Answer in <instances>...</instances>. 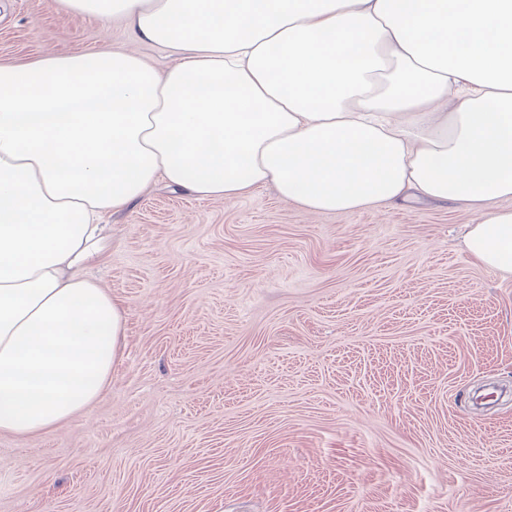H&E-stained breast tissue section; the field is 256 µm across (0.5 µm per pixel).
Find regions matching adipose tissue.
<instances>
[{"instance_id": "ef3b65f1", "label": "adipose tissue", "mask_w": 512, "mask_h": 512, "mask_svg": "<svg viewBox=\"0 0 512 512\" xmlns=\"http://www.w3.org/2000/svg\"><path fill=\"white\" fill-rule=\"evenodd\" d=\"M59 3L177 62L105 41L0 64V434L105 393L126 310L93 275L104 219L160 180L311 215L451 200L476 214L468 254L512 274V0Z\"/></svg>"}]
</instances>
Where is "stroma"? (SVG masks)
<instances>
[{
  "instance_id": "stroma-1",
  "label": "stroma",
  "mask_w": 512,
  "mask_h": 512,
  "mask_svg": "<svg viewBox=\"0 0 512 512\" xmlns=\"http://www.w3.org/2000/svg\"><path fill=\"white\" fill-rule=\"evenodd\" d=\"M105 38L173 63L123 20L0 0V64ZM473 218L152 186L108 219L109 386L0 435V512H512V275L465 252Z\"/></svg>"
}]
</instances>
